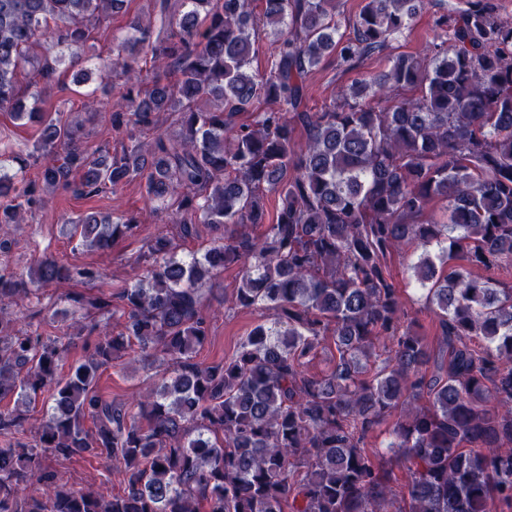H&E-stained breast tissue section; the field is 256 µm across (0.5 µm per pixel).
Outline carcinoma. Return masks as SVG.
<instances>
[{"label": "carcinoma", "instance_id": "obj_1", "mask_svg": "<svg viewBox=\"0 0 512 512\" xmlns=\"http://www.w3.org/2000/svg\"><path fill=\"white\" fill-rule=\"evenodd\" d=\"M126 0H0V111L39 113L61 82L66 52ZM152 0L98 69L121 82L108 108L119 149L83 147L78 123L50 120L19 170L0 171V225L21 224L46 192H117L145 180L156 213L175 233L148 240L145 269L112 297L67 296L92 322V353L62 372L69 345L16 328L12 299L96 272L48 256L0 273V512H512V22L497 0H363L350 37L335 0ZM436 38L424 55L307 107L308 78L327 56L344 72L391 48L428 4ZM277 45L251 67L262 32ZM49 47L38 54L41 41ZM162 72L148 80L135 48ZM30 69L23 85L18 72ZM410 97L402 96L404 92ZM265 105L250 123L236 117ZM173 117L151 143L137 129ZM306 134L297 141V130ZM37 164L40 183L21 170ZM277 199L269 213L265 197ZM443 202L445 219L425 220ZM140 223L88 212L82 246L106 249ZM205 226L201 255L180 243ZM422 249L409 268L436 307L443 347L409 317L387 260ZM238 269L232 303L268 312L217 363L197 359L211 333L201 285ZM489 273L471 277L470 269ZM333 340L321 376L309 358ZM390 354L370 371L379 342ZM169 371L131 404L97 391L100 370L131 345ZM47 395L34 443L29 407ZM400 414L390 444L408 475L403 505L392 469L365 439ZM89 454L115 462L122 490L77 489L53 463Z\"/></svg>", "mask_w": 512, "mask_h": 512}]
</instances>
